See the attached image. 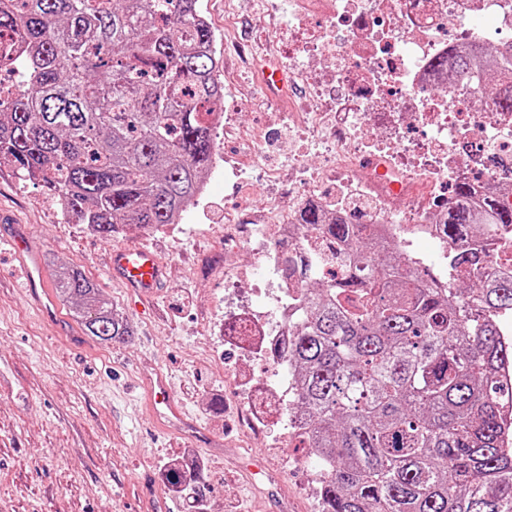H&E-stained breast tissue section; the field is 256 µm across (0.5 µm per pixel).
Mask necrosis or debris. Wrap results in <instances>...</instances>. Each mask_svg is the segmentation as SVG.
Segmentation results:
<instances>
[{
	"instance_id": "4bbe7bcc",
	"label": "necrosis or debris",
	"mask_w": 512,
	"mask_h": 512,
	"mask_svg": "<svg viewBox=\"0 0 512 512\" xmlns=\"http://www.w3.org/2000/svg\"><path fill=\"white\" fill-rule=\"evenodd\" d=\"M295 2L293 22L272 37L302 94L278 122L309 142L326 141L327 156L316 166L294 157L299 183L269 206L271 227L226 236L229 249L243 244L254 254L240 275L259 279L267 299L234 312L226 338L257 356L288 343L297 322L300 285L279 273L282 245L309 258L321 249L317 231L298 223L306 204L355 216L386 245L423 242L433 256L448 253L439 224L457 182L512 207V113L495 109L489 69L451 78L434 67L471 43L488 58L512 55V0ZM366 125L374 136L362 137ZM246 391V424L287 418V376Z\"/></svg>"
}]
</instances>
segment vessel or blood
I'll return each instance as SVG.
<instances>
[{
  "mask_svg": "<svg viewBox=\"0 0 512 512\" xmlns=\"http://www.w3.org/2000/svg\"><path fill=\"white\" fill-rule=\"evenodd\" d=\"M0 241L9 245L19 258L33 305L49 319H59L48 274L42 264L39 250L31 243L25 226L14 216L0 211ZM107 267L113 280L119 281L142 296H149L162 285L163 265L158 253L147 247L109 250ZM141 386L148 405L159 424L183 437H195L199 427L188 418L174 398L173 386L163 370L144 375Z\"/></svg>",
  "mask_w": 512,
  "mask_h": 512,
  "instance_id": "b4317fda",
  "label": "vessel or blood"
}]
</instances>
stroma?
Wrapping results in <instances>:
<instances>
[{"label":"stroma","mask_w":512,"mask_h":512,"mask_svg":"<svg viewBox=\"0 0 512 512\" xmlns=\"http://www.w3.org/2000/svg\"><path fill=\"white\" fill-rule=\"evenodd\" d=\"M197 6L216 36L262 56L270 20L257 15L255 0ZM217 78L233 106L214 136L216 152L240 177L208 172L180 223L147 234L123 229L105 241L63 217L41 186L0 169V211L15 215L58 264L81 267L135 327L120 346L92 337L74 345L32 310L19 264L0 246V512H321L309 490L315 469L283 421L252 436L238 420L241 380L273 377L277 365L224 343V286L249 259L243 252L225 261L224 230L287 197V179L269 185L259 172L287 171L297 146L278 128L267 87L236 58L225 56ZM138 245L155 247L165 270L148 298L113 281L105 262L109 247ZM157 369L171 374L176 400L200 426L196 439L155 429L139 381ZM187 457L201 466L198 497L165 478Z\"/></svg>","instance_id":"stroma-1"}]
</instances>
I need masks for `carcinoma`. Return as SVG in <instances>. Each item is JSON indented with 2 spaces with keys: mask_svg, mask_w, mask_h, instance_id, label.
Returning <instances> with one entry per match:
<instances>
[{
  "mask_svg": "<svg viewBox=\"0 0 512 512\" xmlns=\"http://www.w3.org/2000/svg\"><path fill=\"white\" fill-rule=\"evenodd\" d=\"M198 0H0V67L19 77L0 95V164L37 182L104 240L119 227L177 223L214 163L215 35ZM496 108L512 112V64ZM300 224L350 254L306 282L303 317L274 349L294 375L295 447L318 465L322 512H512V446L502 409L512 385V267L489 271L483 233L512 225V209L454 186L441 224L448 283L408 260L379 263L373 235L305 208ZM57 295L88 336L123 344L129 321L77 267L56 266ZM166 480L192 490L179 466Z\"/></svg>",
  "mask_w": 512,
  "mask_h": 512,
  "instance_id": "cac0c4a2",
  "label": "carcinoma"
}]
</instances>
